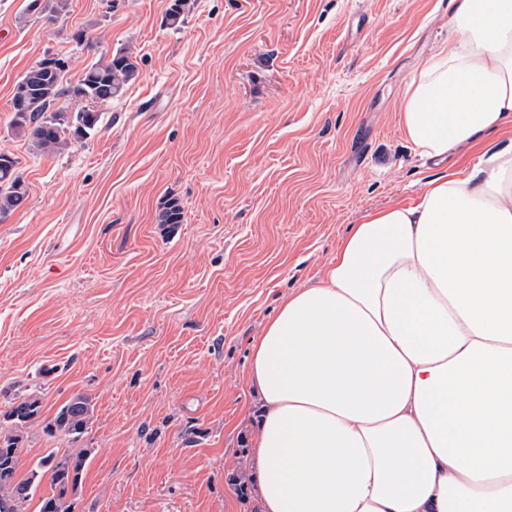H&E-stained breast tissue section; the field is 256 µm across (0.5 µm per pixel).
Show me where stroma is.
<instances>
[{"mask_svg": "<svg viewBox=\"0 0 512 512\" xmlns=\"http://www.w3.org/2000/svg\"><path fill=\"white\" fill-rule=\"evenodd\" d=\"M27 4L0 0V149L28 186L0 213V410L42 401L24 464L70 448L43 423L83 394L73 512H256L251 340L365 213L481 158L434 166L398 125L452 0H190L176 30L170 0ZM120 49L139 70L120 100L60 102L100 112L94 133L49 156L14 133V87L41 59L73 82ZM169 197L182 223H159Z\"/></svg>", "mask_w": 512, "mask_h": 512, "instance_id": "1", "label": "stroma"}]
</instances>
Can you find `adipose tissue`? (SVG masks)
Returning a JSON list of instances; mask_svg holds the SVG:
<instances>
[{"label":"adipose tissue","instance_id":"adipose-tissue-1","mask_svg":"<svg viewBox=\"0 0 512 512\" xmlns=\"http://www.w3.org/2000/svg\"><path fill=\"white\" fill-rule=\"evenodd\" d=\"M398 112L440 161L512 127V0H453ZM260 512H512V136L367 213L254 339Z\"/></svg>","mask_w":512,"mask_h":512}]
</instances>
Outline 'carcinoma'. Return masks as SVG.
Here are the masks:
<instances>
[{
    "mask_svg": "<svg viewBox=\"0 0 512 512\" xmlns=\"http://www.w3.org/2000/svg\"><path fill=\"white\" fill-rule=\"evenodd\" d=\"M189 0H172L165 17L167 26L178 29L184 23ZM67 62L55 57L42 59L32 67L15 87L12 97L11 126L15 134L28 139L40 153L51 155L68 148L95 130L99 113L78 112L70 122L68 112L54 107L61 98L108 102L121 97L138 76L137 63L131 53L111 54L87 65L79 79H64ZM28 197V187L18 169L17 158L0 151V213L21 206ZM183 209L176 199L163 202L160 220L163 224L183 223ZM40 398L16 394L8 410L0 411V471H8L9 482L0 483V512H26L43 477L50 479L51 493L39 496L37 512H72L68 495L76 491L87 465L90 449L55 451L39 459L23 477L21 432L17 425H29L39 418ZM93 420L92 400L76 395L66 402L43 427L49 435H65L75 439L87 433Z\"/></svg>",
    "mask_w": 512,
    "mask_h": 512,
    "instance_id": "carcinoma-1",
    "label": "carcinoma"
}]
</instances>
